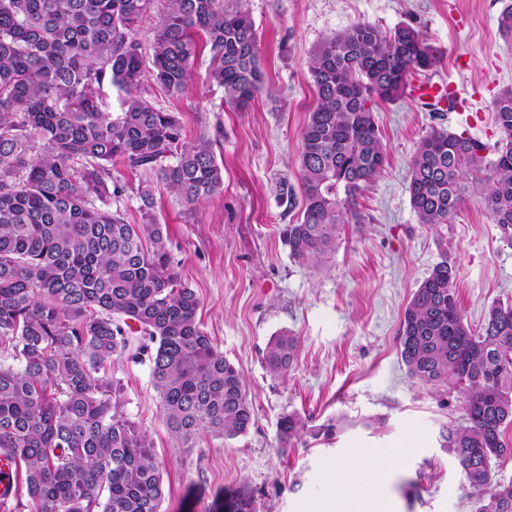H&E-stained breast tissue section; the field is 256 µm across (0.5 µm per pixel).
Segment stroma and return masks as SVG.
I'll return each mask as SVG.
<instances>
[{"mask_svg":"<svg viewBox=\"0 0 512 512\" xmlns=\"http://www.w3.org/2000/svg\"><path fill=\"white\" fill-rule=\"evenodd\" d=\"M242 3L260 36L264 91L246 108L224 102L210 83L211 54L197 36L193 78L172 96L152 80L141 88L177 113L185 141L210 140L224 188L189 209L164 189L154 213L181 281L202 304L197 318L244 375L254 408L249 432L235 439L200 437L176 447L162 415L148 357L107 363L121 379V409L145 431L162 467V512H220L224 493H247L253 512H371L365 488L375 451L415 440L383 492L396 512H474L475 493L439 431L462 423L463 401L452 385H423L400 358L405 306L441 261L456 268L459 305L479 329L494 303H512V244L489 212L467 198L445 224H424L409 199V171L431 129L463 133L487 145L501 134L493 102L512 88V41L499 34L506 0H226ZM389 31L408 25L439 53L437 64L410 81L453 83L458 111H430L403 96L378 102L374 118L386 146L381 174L363 191V223L340 225L318 263L295 261L283 237L302 203L301 132L314 103L308 62L320 44L356 23ZM298 340L292 368L266 369L273 336ZM300 415L308 427L339 424L330 440L304 436L279 445L278 422ZM354 465L352 478L335 467Z\"/></svg>","mask_w":512,"mask_h":512,"instance_id":"1","label":"stroma"}]
</instances>
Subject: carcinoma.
<instances>
[{
  "label": "carcinoma",
  "mask_w": 512,
  "mask_h": 512,
  "mask_svg": "<svg viewBox=\"0 0 512 512\" xmlns=\"http://www.w3.org/2000/svg\"><path fill=\"white\" fill-rule=\"evenodd\" d=\"M149 0H0V454L24 466L32 512H160L165 499L148 436L119 413L124 385L99 375L130 350L147 354L166 425L178 448L198 436L246 434L254 410L242 371L197 321L200 298L184 285L142 187L141 223L112 202L126 184L122 160L194 206L223 191L224 173L207 139L183 140L175 112L140 91L144 76L182 94L205 36L210 79L225 102L249 105L264 89L258 32L224 0H168L143 69L136 31ZM437 51L410 26L384 31L360 22L327 38L309 60L316 98L301 132L303 206L287 226L290 256L316 261L340 224H361L357 197L383 169L386 147L371 102H393L409 73ZM120 112L101 108L104 85ZM501 133L495 159L477 140L432 129L410 165V203L424 224H446L476 197L512 244V89L493 103ZM454 265L443 260L407 304L400 356L421 384H450L465 417L445 426L442 446L476 492L475 512H512V482L492 483L491 462L512 456V305H491L478 332L459 306ZM137 328H132V325ZM297 339L273 337L270 374L292 366ZM309 432L331 439L337 425L307 429L279 421L287 444ZM240 493L224 512H251Z\"/></svg>",
  "instance_id": "1"
}]
</instances>
